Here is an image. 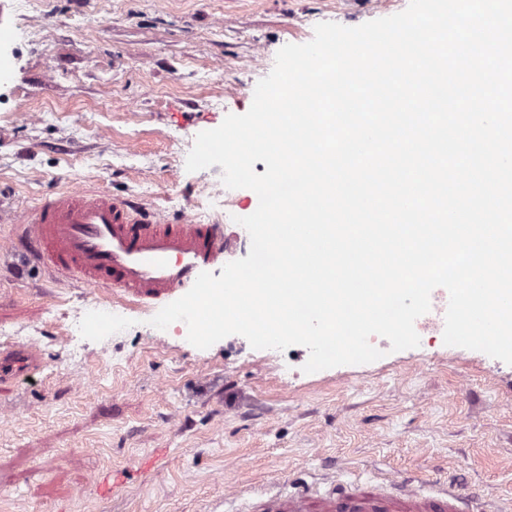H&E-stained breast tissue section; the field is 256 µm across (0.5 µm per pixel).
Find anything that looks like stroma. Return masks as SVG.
<instances>
[{"label":"stroma","mask_w":512,"mask_h":512,"mask_svg":"<svg viewBox=\"0 0 512 512\" xmlns=\"http://www.w3.org/2000/svg\"><path fill=\"white\" fill-rule=\"evenodd\" d=\"M409 0H11L14 76L0 85V346L41 367L0 383V512H261L274 476L348 484L409 475L512 501V365L419 347L305 373L307 348L206 349L112 291L110 328L72 334L93 292L9 250L22 217L71 187L170 223L232 224L256 193L224 197L222 168L187 171L196 136L246 113L278 50L314 27H356ZM116 471L100 493L94 479Z\"/></svg>","instance_id":"1"}]
</instances>
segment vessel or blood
Wrapping results in <instances>:
<instances>
[{"label":"vessel or blood","instance_id":"obj_1","mask_svg":"<svg viewBox=\"0 0 512 512\" xmlns=\"http://www.w3.org/2000/svg\"><path fill=\"white\" fill-rule=\"evenodd\" d=\"M20 248L54 273L94 289L158 300L194 284L233 245L220 224L167 223L155 211L100 192L65 190L41 202L23 222ZM29 348L0 350V378L33 369ZM478 501L456 489L424 494L416 482L365 494L314 493L307 485L269 493L262 512H475Z\"/></svg>","mask_w":512,"mask_h":512}]
</instances>
